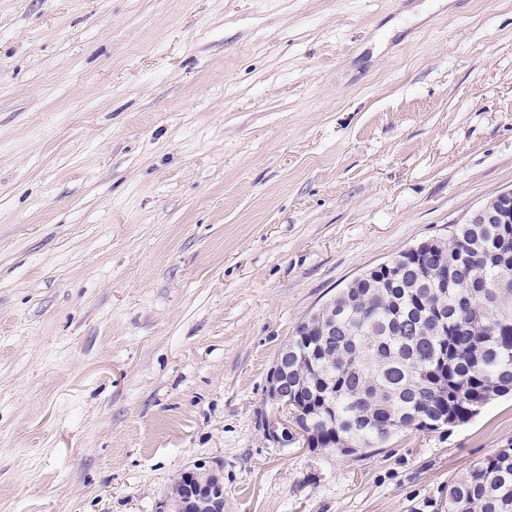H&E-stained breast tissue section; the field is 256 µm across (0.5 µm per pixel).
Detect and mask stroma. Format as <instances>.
Returning a JSON list of instances; mask_svg holds the SVG:
<instances>
[{"instance_id": "obj_1", "label": "stroma", "mask_w": 512, "mask_h": 512, "mask_svg": "<svg viewBox=\"0 0 512 512\" xmlns=\"http://www.w3.org/2000/svg\"><path fill=\"white\" fill-rule=\"evenodd\" d=\"M512 190V0H0V512H438L512 398L267 441L296 325ZM157 506V512H224L221 463H197L182 471Z\"/></svg>"}]
</instances>
